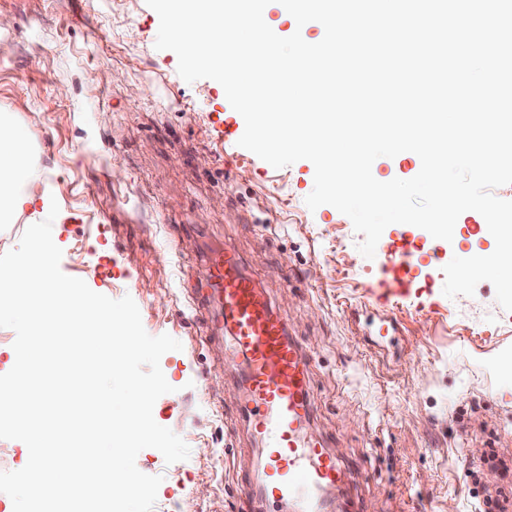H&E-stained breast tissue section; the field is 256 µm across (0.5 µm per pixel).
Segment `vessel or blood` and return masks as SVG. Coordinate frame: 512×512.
I'll return each instance as SVG.
<instances>
[{"instance_id":"b4317fda","label":"vessel or blood","mask_w":512,"mask_h":512,"mask_svg":"<svg viewBox=\"0 0 512 512\" xmlns=\"http://www.w3.org/2000/svg\"><path fill=\"white\" fill-rule=\"evenodd\" d=\"M411 251H392L388 257L391 286L413 263ZM209 279L197 289V306L216 304L214 317H198L200 332L224 341L225 355L242 367L246 393L243 413L266 448L260 473L245 474L240 486L247 501L299 503V512H322L319 494L342 481V464L327 443L309 435L313 416L309 401V360L288 331V320L249 276L236 251L227 244L211 247L206 255Z\"/></svg>"}]
</instances>
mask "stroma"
Masks as SVG:
<instances>
[{
    "instance_id": "obj_1",
    "label": "stroma",
    "mask_w": 512,
    "mask_h": 512,
    "mask_svg": "<svg viewBox=\"0 0 512 512\" xmlns=\"http://www.w3.org/2000/svg\"><path fill=\"white\" fill-rule=\"evenodd\" d=\"M0 18V117L69 215L43 223L62 272L131 296L148 334L182 344L160 361L173 390L153 417L190 456L138 454L163 478L152 512H241L240 463L260 461L234 368L198 334L188 298L214 240L238 251L309 355L312 429L357 474L355 512H475L512 486V311L487 281L443 293L453 257L495 249L479 213H462L449 242L390 225L365 258L347 216L306 206L313 164L277 169L240 147L245 123L222 86L185 82L176 54L156 49L146 0H0ZM400 247L415 262L396 293L386 256Z\"/></svg>"
}]
</instances>
